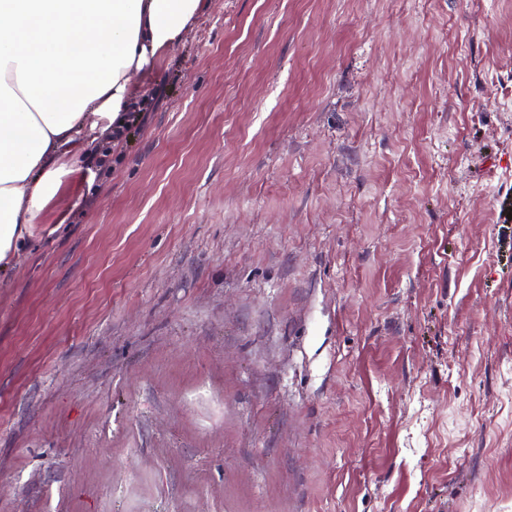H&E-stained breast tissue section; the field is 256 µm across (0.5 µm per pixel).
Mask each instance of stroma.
Listing matches in <instances>:
<instances>
[{"label": "stroma", "instance_id": "obj_1", "mask_svg": "<svg viewBox=\"0 0 512 512\" xmlns=\"http://www.w3.org/2000/svg\"><path fill=\"white\" fill-rule=\"evenodd\" d=\"M0 270V512H512V0H207Z\"/></svg>", "mask_w": 512, "mask_h": 512}]
</instances>
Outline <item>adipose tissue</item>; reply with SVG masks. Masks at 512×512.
<instances>
[{
	"mask_svg": "<svg viewBox=\"0 0 512 512\" xmlns=\"http://www.w3.org/2000/svg\"><path fill=\"white\" fill-rule=\"evenodd\" d=\"M205 0H0V268Z\"/></svg>",
	"mask_w": 512,
	"mask_h": 512,
	"instance_id": "1",
	"label": "adipose tissue"
}]
</instances>
